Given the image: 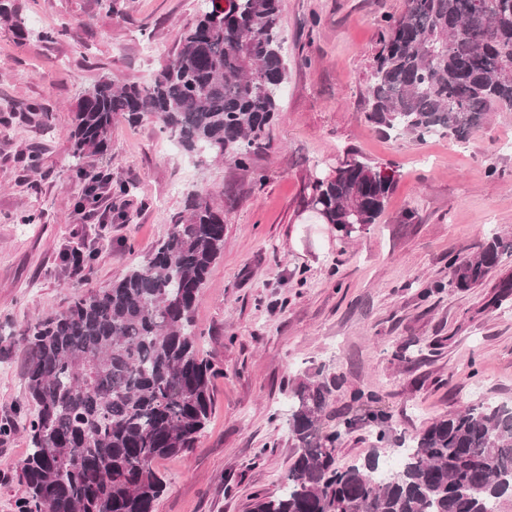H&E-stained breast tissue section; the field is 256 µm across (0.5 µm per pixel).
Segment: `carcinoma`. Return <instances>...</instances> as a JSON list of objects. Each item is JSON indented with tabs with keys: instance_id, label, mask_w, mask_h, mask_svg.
Segmentation results:
<instances>
[{
	"instance_id": "carcinoma-1",
	"label": "carcinoma",
	"mask_w": 512,
	"mask_h": 512,
	"mask_svg": "<svg viewBox=\"0 0 512 512\" xmlns=\"http://www.w3.org/2000/svg\"><path fill=\"white\" fill-rule=\"evenodd\" d=\"M208 2L145 85L103 76L79 95L71 149L83 200L98 198L101 180L79 159L111 151L119 116L149 117L185 151L241 167L266 146L288 79L280 0ZM384 22L369 124L463 142L490 113L512 112V0H405ZM396 182L351 153L312 182L308 204L351 240L376 223ZM223 253V212L194 196L146 264L24 327L35 410L21 465L29 512H154L167 489L155 464L194 448L210 419L217 371L197 347L194 312ZM508 253L512 237L491 236L454 263L449 285L483 286ZM330 395L321 381L296 388L283 487L254 496L250 512H498L512 499L511 409L486 402L437 417L409 446L339 468L343 433L321 424ZM69 448L81 449V465L68 464Z\"/></svg>"
}]
</instances>
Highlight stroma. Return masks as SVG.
Here are the masks:
<instances>
[{
  "label": "stroma",
  "instance_id": "obj_1",
  "mask_svg": "<svg viewBox=\"0 0 512 512\" xmlns=\"http://www.w3.org/2000/svg\"><path fill=\"white\" fill-rule=\"evenodd\" d=\"M4 2L26 31L17 37L0 18V426L11 429L0 512H19L25 496L33 409L20 328L144 263L194 192L224 212V254L195 311L198 346L219 373L197 447L158 464L168 488L155 512H249L253 495L277 492L293 453L290 395L309 380L338 382L326 430L355 422L341 465L371 450L370 414L388 416L395 448L436 417L512 405V295L494 298L512 255L483 287L447 285L454 257L512 236V112L464 142L388 138L365 122L380 17L404 0H281L288 83L269 146L242 168L185 152L151 120L117 119L111 152L85 160L106 180L86 208L71 172L79 93L105 74L148 81L204 0ZM349 151L396 170L398 184L378 222L346 241L307 200ZM118 182L129 193L114 192ZM29 212L37 223H21ZM73 249L90 255L88 268L64 263ZM357 391L378 400H353Z\"/></svg>",
  "mask_w": 512,
  "mask_h": 512
}]
</instances>
